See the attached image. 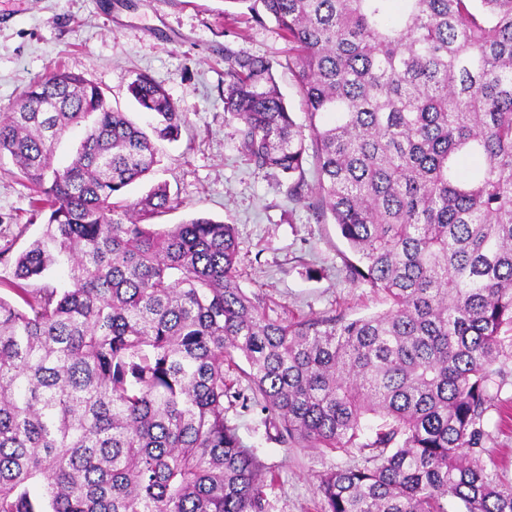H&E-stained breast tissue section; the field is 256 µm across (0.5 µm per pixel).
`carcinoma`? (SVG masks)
Returning <instances> with one entry per match:
<instances>
[{"label": "carcinoma", "mask_w": 512, "mask_h": 512, "mask_svg": "<svg viewBox=\"0 0 512 512\" xmlns=\"http://www.w3.org/2000/svg\"><path fill=\"white\" fill-rule=\"evenodd\" d=\"M257 2L310 138L263 57L227 54L224 112L290 192L314 159L349 276L388 308L271 316L241 287L234 225L154 223L177 209L164 182L127 196L185 124L161 84L129 85L149 134L82 75L33 81L0 120L44 226L0 244V512H267L277 474L224 407L238 357L276 440L357 453L318 476L320 512H512V477L485 460L512 359V0H224ZM83 136V129L81 127H76L70 130L60 141V143L56 146L55 154H54V165L57 167H63L67 164L70 155L73 151L75 145L79 142V140Z\"/></svg>", "instance_id": "carcinoma-1"}]
</instances>
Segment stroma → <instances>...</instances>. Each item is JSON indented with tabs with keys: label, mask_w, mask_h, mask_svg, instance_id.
Masks as SVG:
<instances>
[{
	"label": "stroma",
	"mask_w": 512,
	"mask_h": 512,
	"mask_svg": "<svg viewBox=\"0 0 512 512\" xmlns=\"http://www.w3.org/2000/svg\"><path fill=\"white\" fill-rule=\"evenodd\" d=\"M262 56L300 130L309 123L287 45L272 21L247 7L225 17L223 0H0V118L31 81L58 69L96 82L113 105L139 126L149 118L135 109L128 86L149 74L185 112L181 137L161 142L156 180L167 182L178 207L161 216L176 224L204 214L234 224L242 261L241 286L289 319H354L387 307L382 294L352 282L351 253L332 218H317L314 163L305 166V198L293 200L275 170H255L224 112L226 51ZM33 191L9 156L0 157V236L27 246L43 231L30 206ZM227 418L243 443L279 474L267 489L269 512H316L318 475L348 465L326 449L285 448L272 440L260 407L234 402ZM490 454L512 473V381L486 416Z\"/></svg>",
	"instance_id": "1"
}]
</instances>
